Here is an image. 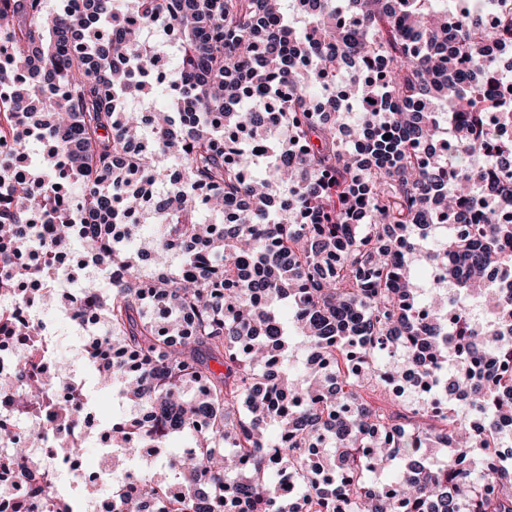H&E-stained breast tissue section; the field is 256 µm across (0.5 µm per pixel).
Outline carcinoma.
<instances>
[{"mask_svg":"<svg viewBox=\"0 0 512 512\" xmlns=\"http://www.w3.org/2000/svg\"><path fill=\"white\" fill-rule=\"evenodd\" d=\"M84 2L77 16L0 0L11 52L0 83L31 77L5 112L27 117L64 157L96 226L66 222L48 183L40 198L19 191L0 241L38 210L59 220L57 242L78 236L104 269L125 273L85 286L77 309L106 325V348L91 353L99 380L159 412L151 426L112 427V447L144 463L112 512H140L144 501L152 512H237L242 501L249 512H512V288L487 281L491 270L512 277V222L497 220L512 211V191L480 187L512 167V144L492 138L512 123V77L496 75L489 56L491 43L512 53V0H490L485 17L469 0H455L452 17L432 0H301L309 28L285 21L283 0H135L140 25L170 19L182 43L171 76L179 93L146 129L120 105L154 92L134 74L153 65L150 51L133 35L112 37L127 0ZM346 60L356 66L338 85ZM333 86L357 108L352 143L341 136L347 109L308 106L313 89ZM254 91L279 94L284 131L265 125ZM240 132L281 143L267 176L249 174ZM128 176L166 185L149 248L134 227L123 244L105 240L115 209L143 207L144 190L121 186ZM199 188L209 190V222ZM280 193L300 222H281ZM232 202L236 221L226 224ZM445 219L470 223V236L428 248L423 229ZM426 261L448 267L456 294L480 296L485 325L471 326L438 286L422 287L415 269ZM283 302L292 331L277 316ZM400 343L434 401L386 412L363 397L352 366L370 374L372 391L398 398ZM421 343L433 360L418 357ZM56 375L28 384L26 399ZM461 389L467 418L439 410ZM181 435L188 447L160 462L141 457ZM315 445L325 448L321 474L303 461ZM388 460L394 481H371ZM288 479L302 504L281 492ZM41 495L72 512L60 486Z\"/></svg>","mask_w":512,"mask_h":512,"instance_id":"1","label":"carcinoma"}]
</instances>
